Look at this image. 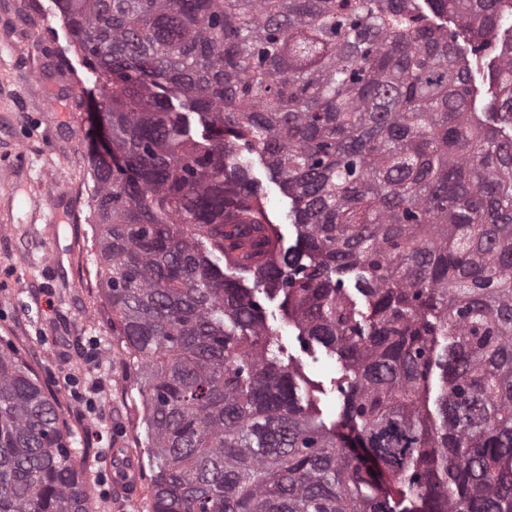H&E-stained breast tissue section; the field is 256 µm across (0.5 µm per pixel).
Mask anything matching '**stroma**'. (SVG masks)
I'll return each instance as SVG.
<instances>
[{
	"label": "stroma",
	"mask_w": 512,
	"mask_h": 512,
	"mask_svg": "<svg viewBox=\"0 0 512 512\" xmlns=\"http://www.w3.org/2000/svg\"><path fill=\"white\" fill-rule=\"evenodd\" d=\"M0 340L12 344L52 392L65 426L87 454L95 512H150L146 496L115 499L108 457L115 440L141 452L140 396L126 377L128 364L113 337L100 293L92 229L87 222L91 146L84 128L93 113L78 107L92 87L66 36L54 0H0ZM54 111H46V104ZM250 173L285 245L297 243L290 202L266 164ZM60 192L48 202L50 192ZM266 319L280 329L282 358H293L315 387L327 423L338 418L339 365L323 348L304 352L283 325L277 302ZM97 385L93 405L73 390Z\"/></svg>",
	"instance_id": "35a3bbf8"
}]
</instances>
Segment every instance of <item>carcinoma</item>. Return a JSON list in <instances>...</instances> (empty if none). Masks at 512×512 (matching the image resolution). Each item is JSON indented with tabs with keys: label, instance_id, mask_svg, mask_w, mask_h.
<instances>
[{
	"label": "carcinoma",
	"instance_id": "cac0c4a2",
	"mask_svg": "<svg viewBox=\"0 0 512 512\" xmlns=\"http://www.w3.org/2000/svg\"><path fill=\"white\" fill-rule=\"evenodd\" d=\"M56 3L151 512H512V0ZM276 298L340 364L334 424ZM74 443L1 346L0 512H93ZM249 169L251 177L260 189L261 199L274 224L278 225L285 246H295L297 231L291 223L290 201L282 192L279 183L272 176L266 164L259 158L250 160Z\"/></svg>",
	"mask_w": 512,
	"mask_h": 512
}]
</instances>
